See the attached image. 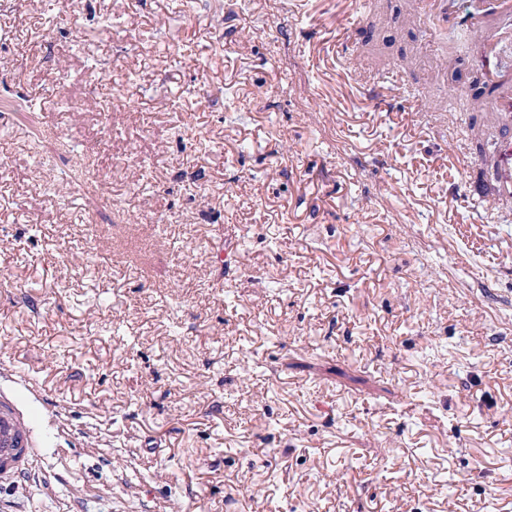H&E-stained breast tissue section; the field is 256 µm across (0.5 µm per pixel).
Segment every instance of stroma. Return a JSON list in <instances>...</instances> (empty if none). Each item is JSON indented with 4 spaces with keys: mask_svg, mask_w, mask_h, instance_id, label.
<instances>
[{
    "mask_svg": "<svg viewBox=\"0 0 512 512\" xmlns=\"http://www.w3.org/2000/svg\"><path fill=\"white\" fill-rule=\"evenodd\" d=\"M421 14L0 0V512H512V203L437 87L486 44ZM36 460L29 420L19 413L12 399L0 395V477L29 476Z\"/></svg>",
    "mask_w": 512,
    "mask_h": 512,
    "instance_id": "35a3bbf8",
    "label": "stroma"
}]
</instances>
